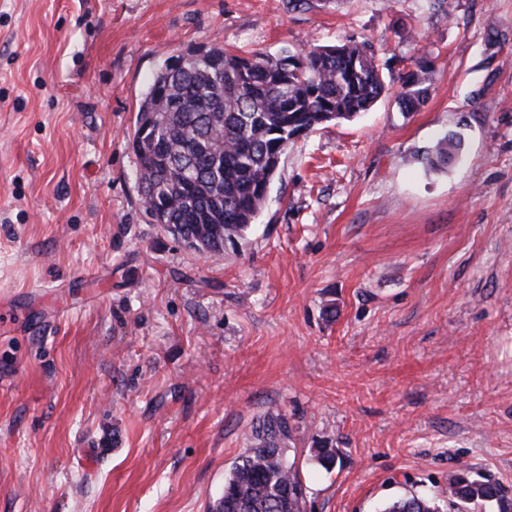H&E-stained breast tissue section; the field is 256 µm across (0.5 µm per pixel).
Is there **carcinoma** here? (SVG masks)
I'll return each instance as SVG.
<instances>
[{"label":"carcinoma","instance_id":"obj_1","mask_svg":"<svg viewBox=\"0 0 512 512\" xmlns=\"http://www.w3.org/2000/svg\"><path fill=\"white\" fill-rule=\"evenodd\" d=\"M402 63L397 101L413 112L429 98L434 57L417 40ZM386 70L354 37L276 54L212 46L186 55L182 68L159 71L136 114L131 145L147 202L167 213L169 231L187 247L221 254L254 224L288 145L368 110L389 91ZM149 112L164 113V122L145 134ZM461 151V136L449 132L422 160L442 172ZM289 436L281 413L260 417L255 447L239 456L209 512H304L306 489L282 448ZM493 502L508 512L498 484L463 471L448 479L446 498L401 497L381 512H470Z\"/></svg>","mask_w":512,"mask_h":512}]
</instances>
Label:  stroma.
<instances>
[{"instance_id":"1","label":"stroma","mask_w":512,"mask_h":512,"mask_svg":"<svg viewBox=\"0 0 512 512\" xmlns=\"http://www.w3.org/2000/svg\"><path fill=\"white\" fill-rule=\"evenodd\" d=\"M349 36L425 37L427 102L296 139L223 254L152 222L130 139L169 57ZM270 410L305 512L463 469L512 501V0H0V512H209ZM462 151V139L457 133L449 132L424 151L422 160L431 171L442 172L458 157Z\"/></svg>"}]
</instances>
